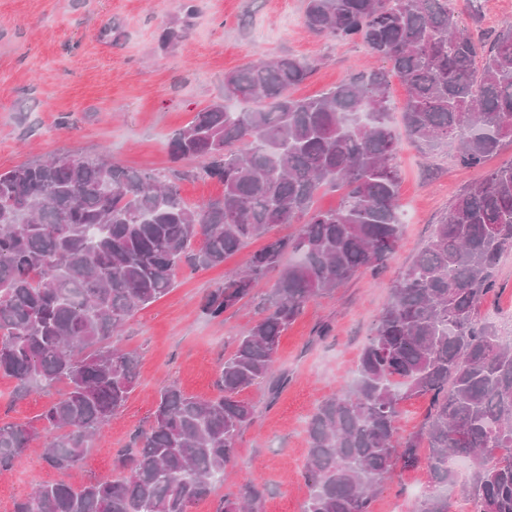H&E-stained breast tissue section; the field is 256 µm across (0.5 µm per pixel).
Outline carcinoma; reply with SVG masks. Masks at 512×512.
<instances>
[{
  "mask_svg": "<svg viewBox=\"0 0 512 512\" xmlns=\"http://www.w3.org/2000/svg\"><path fill=\"white\" fill-rule=\"evenodd\" d=\"M304 2L309 33L360 40L390 69L358 70L306 98L292 89L313 65L291 54L224 74V99L168 138L171 161L200 162L222 195L190 203L180 173L104 157L0 171V375L18 396L64 385L39 415L46 460L60 472L84 459L135 387L136 354L111 343L123 324L165 295L178 270L221 266L277 225H299L204 299L202 313L219 319L275 276L260 317L221 364L219 394L163 387L150 427L116 452V476L42 484L12 512H188L213 493L253 420L241 394L270 378L282 333L359 270L383 271L401 244L390 74L406 86L400 128L414 145L452 141L459 165L472 168L512 140V24L482 27L478 0H467L473 29L460 25L453 0ZM196 15V0H178L160 46L185 43ZM325 187L340 191L334 209L316 205ZM508 249L512 162L457 195L392 286L353 382L315 408L303 512H373L379 489L398 465L417 464L421 448L439 492L414 512H448L450 491L477 512H512V343L481 314ZM412 398L428 400V411L400 436L401 405ZM36 433L0 421V472L22 461ZM268 494L265 483L239 484L217 512H262Z\"/></svg>",
  "mask_w": 512,
  "mask_h": 512,
  "instance_id": "cac0c4a2",
  "label": "carcinoma"
}]
</instances>
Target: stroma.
Returning a JSON list of instances; mask_svg holds the SVG:
<instances>
[{"label":"stroma","instance_id":"35a3bbf8","mask_svg":"<svg viewBox=\"0 0 512 512\" xmlns=\"http://www.w3.org/2000/svg\"><path fill=\"white\" fill-rule=\"evenodd\" d=\"M176 13L174 0H0V170L53 156L107 157L160 175L174 168L167 137L220 97L224 75L260 59L291 53L315 65L293 90L314 96L362 64L380 61L359 42L314 36L303 25V0H198L188 41L159 50L156 37ZM116 27L102 39L99 31ZM402 243L383 273L359 271L335 293L312 300L283 333L275 375L245 391L254 421L239 441L226 485L267 483L264 512H302L309 488L302 477L306 424L324 397L353 378L365 336L386 304L393 281L433 233L455 196L482 179L481 169L460 167L453 144L420 150L401 140ZM264 245L257 239L219 267L183 270L171 289L128 319L122 345L138 356L136 385L103 439L82 463L61 473L43 457L39 434L15 469L0 474V512L32 488L60 480L82 484L112 474V458L128 447L134 430L147 427L159 390L176 383L188 394L216 395L221 359L259 317V300L273 285L212 319L201 311L205 295L225 275L244 267ZM482 310L497 329L512 326V252L501 258ZM15 383L0 376V419L36 424L56 390L14 396ZM424 466L397 470L374 503V512H410L429 489Z\"/></svg>","mask_w":512,"mask_h":512}]
</instances>
